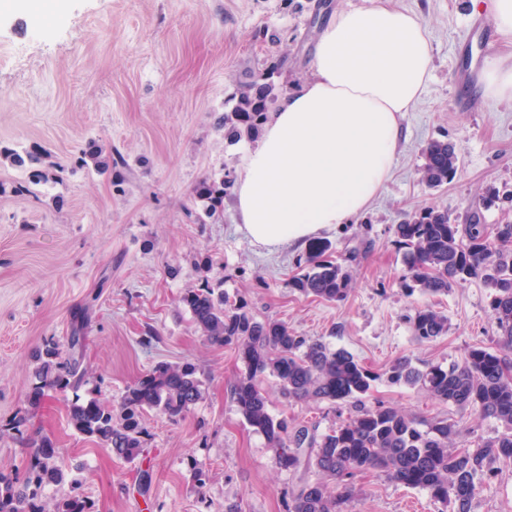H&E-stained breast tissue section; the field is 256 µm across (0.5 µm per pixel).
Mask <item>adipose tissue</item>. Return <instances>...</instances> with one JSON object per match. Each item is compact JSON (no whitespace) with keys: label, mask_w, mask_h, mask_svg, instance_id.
I'll use <instances>...</instances> for the list:
<instances>
[{"label":"adipose tissue","mask_w":512,"mask_h":512,"mask_svg":"<svg viewBox=\"0 0 512 512\" xmlns=\"http://www.w3.org/2000/svg\"><path fill=\"white\" fill-rule=\"evenodd\" d=\"M431 69L418 13L388 0L337 10L301 87L279 100L238 171L235 209L251 242L301 247L362 214L390 177L402 118ZM477 90L512 102V57L488 62Z\"/></svg>","instance_id":"ef3b65f1"}]
</instances>
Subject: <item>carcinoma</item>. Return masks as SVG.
<instances>
[{"mask_svg": "<svg viewBox=\"0 0 512 512\" xmlns=\"http://www.w3.org/2000/svg\"><path fill=\"white\" fill-rule=\"evenodd\" d=\"M272 74L251 78L232 96L230 111L217 125L230 141L251 139L277 102ZM422 180L439 187L457 172L458 156L448 141H433L424 152ZM0 158L27 173L25 180L0 183V192H31L33 185L60 180L58 165L47 151L1 149ZM80 163L100 174L112 173L119 161L106 147L94 143L82 152ZM232 180L204 181L196 190L200 223L224 215V192ZM397 244L404 249L407 275L402 288L441 296L458 285L480 281L490 292V310L496 327L495 346H472L463 358L447 365L408 358L395 360L382 373L362 365L344 349L308 342L288 326L257 319L247 304L215 291L209 280L189 288L181 302L205 339L235 349L243 369L232 387V397L245 422L263 435L278 468L297 472L314 468L337 481L331 489L322 482L303 483L292 494L288 512H344L356 496L353 480L370 470L407 488L427 491L434 501L453 512H472L473 503L503 464H512V223L482 224L473 219L457 224L448 212L423 208L396 226ZM330 246H309L302 273L291 286L306 296L342 302L350 290V276ZM413 336L432 341L448 331V319L431 307L411 319ZM30 399L39 403L51 391H78L86 370L74 354L63 356L50 340L35 355ZM387 377L392 383L417 387L440 403L470 410L496 421L502 431L491 441L470 448L459 443L460 422L446 417L419 419L365 398L373 383ZM267 377L276 380L286 400L328 402L354 407L326 433L269 412V398L261 387ZM198 368L190 363H161L127 387L114 406L96 397L76 398L69 411L73 429L101 444L113 456L134 461L144 452V412L156 410L172 420L186 415L202 399ZM66 472L53 441L43 436L31 441L23 476L0 474V512H93V504L75 493L62 500H44V489L61 484Z\"/></svg>", "mask_w": 512, "mask_h": 512, "instance_id": "carcinoma-1", "label": "carcinoma"}]
</instances>
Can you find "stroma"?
I'll return each mask as SVG.
<instances>
[{
    "instance_id": "obj_1",
    "label": "stroma",
    "mask_w": 512,
    "mask_h": 512,
    "mask_svg": "<svg viewBox=\"0 0 512 512\" xmlns=\"http://www.w3.org/2000/svg\"><path fill=\"white\" fill-rule=\"evenodd\" d=\"M425 20L432 46L428 87L402 124L404 138L382 192L355 223L322 233L347 257L344 301L303 295L290 281L306 249L252 244L234 195L222 219L197 223L195 186L236 173L251 140L229 142L215 119L230 110L240 81L274 70L280 94L298 89L318 37L340 8L365 0H10L0 7V146L48 151L61 181L24 194L0 193V473H22L26 439L49 436L67 471L47 499L72 485L93 512H288L291 494L316 470L278 469L265 438L239 414L231 389L242 364L234 349L206 342L181 301L202 280L222 281L260 319L343 348L383 372L395 360L448 364L469 346L493 345L496 328L481 282L448 295L406 294L394 229L420 209L456 223L512 222V103L474 87L486 65L471 43L472 0H392ZM469 107H461V100ZM124 158L111 183L78 164L89 141ZM452 142L455 177L421 179L423 151ZM431 307L448 331L417 342L409 319ZM86 337L79 391L29 398L34 356L47 339L68 348L75 322ZM199 367L204 397L184 418L143 416L146 450L116 458L69 423L75 398L119 404L126 388L160 363ZM274 416L335 426L328 403H286L265 379ZM368 402L418 418H458L469 442L494 438L497 422L458 412L409 385L375 383ZM207 475L198 488L195 471ZM348 512H441L428 492L377 472L356 478ZM473 512H512V466H502Z\"/></svg>"
}]
</instances>
